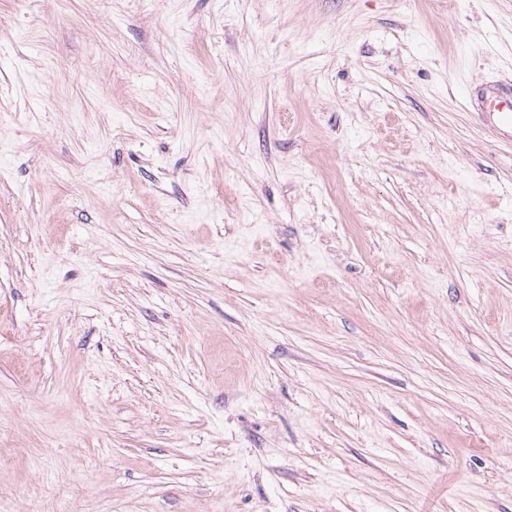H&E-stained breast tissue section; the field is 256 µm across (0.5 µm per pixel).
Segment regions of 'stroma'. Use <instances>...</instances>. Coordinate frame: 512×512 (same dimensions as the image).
Instances as JSON below:
<instances>
[{"label": "stroma", "mask_w": 512, "mask_h": 512, "mask_svg": "<svg viewBox=\"0 0 512 512\" xmlns=\"http://www.w3.org/2000/svg\"><path fill=\"white\" fill-rule=\"evenodd\" d=\"M512 0H0V512H512ZM480 117L486 130L498 137L512 131V84L480 93Z\"/></svg>", "instance_id": "35a3bbf8"}]
</instances>
